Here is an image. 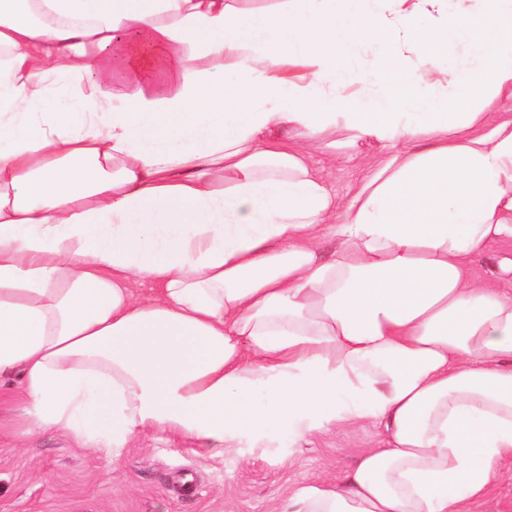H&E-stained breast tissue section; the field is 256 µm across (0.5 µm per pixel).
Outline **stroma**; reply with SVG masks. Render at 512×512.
Instances as JSON below:
<instances>
[{
    "label": "stroma",
    "instance_id": "35a3bbf8",
    "mask_svg": "<svg viewBox=\"0 0 512 512\" xmlns=\"http://www.w3.org/2000/svg\"><path fill=\"white\" fill-rule=\"evenodd\" d=\"M307 151L342 208L387 148L351 141L340 123L335 147L312 140ZM475 273L512 295V241L492 242ZM18 391L17 380H0V512H279L288 485L336 475L381 440L367 426L322 433L298 448L280 438L213 456L153 431L133 437L114 461L62 432L19 436Z\"/></svg>",
    "mask_w": 512,
    "mask_h": 512
}]
</instances>
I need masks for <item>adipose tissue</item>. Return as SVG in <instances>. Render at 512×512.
<instances>
[{"label": "adipose tissue", "instance_id": "adipose-tissue-1", "mask_svg": "<svg viewBox=\"0 0 512 512\" xmlns=\"http://www.w3.org/2000/svg\"><path fill=\"white\" fill-rule=\"evenodd\" d=\"M482 2L0 0V377L27 429L116 459L148 430L220 456L369 423L381 447L283 512H480L512 462V296L471 274L512 240V120L491 110L512 91V0ZM422 21L480 51L453 97L423 90ZM374 41L388 88L338 113ZM340 119L391 148L342 209L288 140ZM154 50L150 45L139 44V57L141 62L140 74L142 79L150 85H160L166 80V73L162 68L154 67L150 61Z\"/></svg>", "mask_w": 512, "mask_h": 512}]
</instances>
